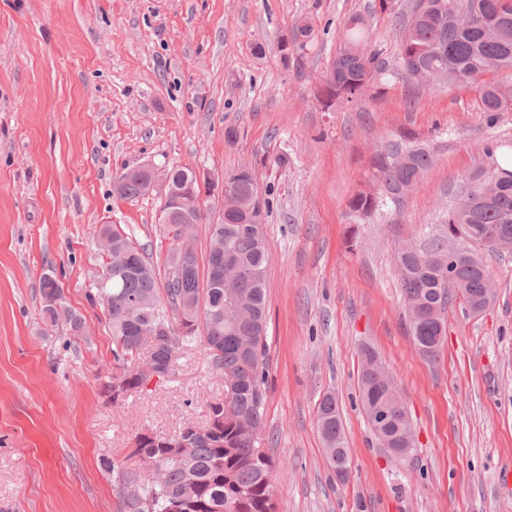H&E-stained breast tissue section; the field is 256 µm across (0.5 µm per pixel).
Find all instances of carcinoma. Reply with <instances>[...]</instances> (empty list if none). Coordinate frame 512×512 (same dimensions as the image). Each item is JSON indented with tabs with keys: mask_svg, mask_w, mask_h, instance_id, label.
<instances>
[{
	"mask_svg": "<svg viewBox=\"0 0 512 512\" xmlns=\"http://www.w3.org/2000/svg\"><path fill=\"white\" fill-rule=\"evenodd\" d=\"M384 12L394 13L400 25L397 67L405 77L423 67L432 84L468 85L498 70L512 69V0H414L397 7L395 0H378ZM309 23L296 25L290 41H282L281 58L300 57L313 39ZM364 21L353 18L346 26L330 71L336 81L328 88L334 104L350 102L373 88L374 73L386 68L379 53L368 50ZM501 89L483 82L484 111H501ZM427 143L406 136L374 153L378 180L375 193L360 192L349 202L358 217H370L391 202L398 204L433 164ZM170 196L161 207L156 232L170 246L164 261L155 264L133 235L118 224H101L95 236L112 240V261H103L96 294L112 330V383L126 395L145 387L136 369L141 338L154 335L150 347L162 376L175 370L176 354L192 343L208 347L212 366L224 376V399L207 405L202 428L184 425L171 435L149 430L134 437L129 457L150 467L112 463L115 474V512H276V465L264 448L262 427L266 405V328L271 260L261 216L258 174L243 165L224 174L231 193L217 215L209 216L207 202H184V184L193 171H165ZM494 183V196L483 199V185ZM115 194L138 199L151 191L145 168L128 170L116 179ZM204 226L206 260L197 249H183ZM447 232L428 236L415 250L397 249L405 316L414 345L427 361L440 355L448 305L457 299L480 303L486 283L493 279L483 251H494L496 238L512 241V174L482 172L462 179L459 199L448 210ZM458 241L462 254L448 276V240ZM45 325L63 323L75 336L85 333L83 316L66 304L64 288L54 275L40 281ZM378 352L366 345L359 351V401L373 434H382L394 448H410L414 431L407 407L395 387L385 386L371 359ZM317 427L327 460L340 456L351 464L342 431L336 396L326 393L317 408ZM126 483L140 484V496H123Z\"/></svg>",
	"mask_w": 512,
	"mask_h": 512,
	"instance_id": "1",
	"label": "carcinoma"
}]
</instances>
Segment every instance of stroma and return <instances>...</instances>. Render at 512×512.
I'll use <instances>...</instances> for the list:
<instances>
[{
	"mask_svg": "<svg viewBox=\"0 0 512 512\" xmlns=\"http://www.w3.org/2000/svg\"><path fill=\"white\" fill-rule=\"evenodd\" d=\"M360 17L389 70L379 96L324 108L321 82L349 18ZM315 37L282 62L300 21ZM399 37L375 0H0V512H115L112 465L148 429L204 425L224 381L204 345L176 373L117 402L112 334L88 295L102 268L101 224L133 231L153 262L161 195L128 201L113 184L153 164L214 176L255 166L268 269L263 434L276 461L278 512H512V256L486 253L494 297L445 314L436 362L404 313L398 241L440 228L464 176L512 148V69L494 79L507 104L489 119L480 85L411 94L393 73ZM238 127L236 144L224 138ZM405 134L434 163L398 206L371 219L350 199L376 190V149ZM54 273L86 339L47 329L40 279ZM374 346L403 396L416 447L380 448L358 401V351ZM336 395L353 476L328 468L316 425Z\"/></svg>",
	"mask_w": 512,
	"mask_h": 512,
	"instance_id": "obj_1",
	"label": "stroma"
}]
</instances>
